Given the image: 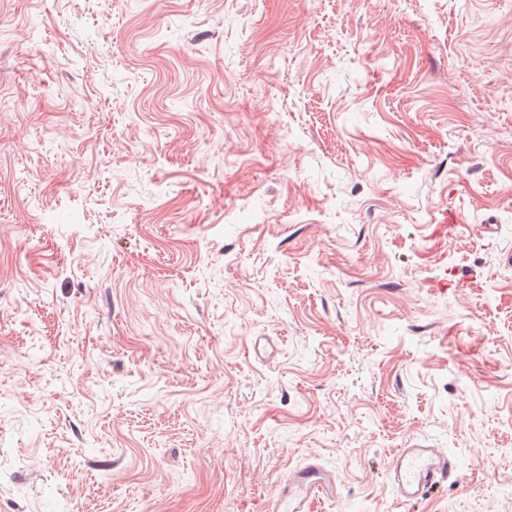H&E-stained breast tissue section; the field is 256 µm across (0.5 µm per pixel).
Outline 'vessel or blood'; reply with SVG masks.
<instances>
[{"mask_svg":"<svg viewBox=\"0 0 512 512\" xmlns=\"http://www.w3.org/2000/svg\"><path fill=\"white\" fill-rule=\"evenodd\" d=\"M452 456L437 448H400L393 456L390 477L400 501L410 503L454 476ZM335 473L311 459L290 471L265 512H312L316 502L335 499Z\"/></svg>","mask_w":512,"mask_h":512,"instance_id":"b4317fda","label":"vessel or blood"}]
</instances>
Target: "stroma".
Here are the masks:
<instances>
[{"label": "stroma", "mask_w": 512, "mask_h": 512, "mask_svg": "<svg viewBox=\"0 0 512 512\" xmlns=\"http://www.w3.org/2000/svg\"><path fill=\"white\" fill-rule=\"evenodd\" d=\"M313 457L315 512H512V0H0V512ZM452 456L438 448H399L394 452L390 477L400 501L411 503L454 476Z\"/></svg>", "instance_id": "stroma-1"}]
</instances>
